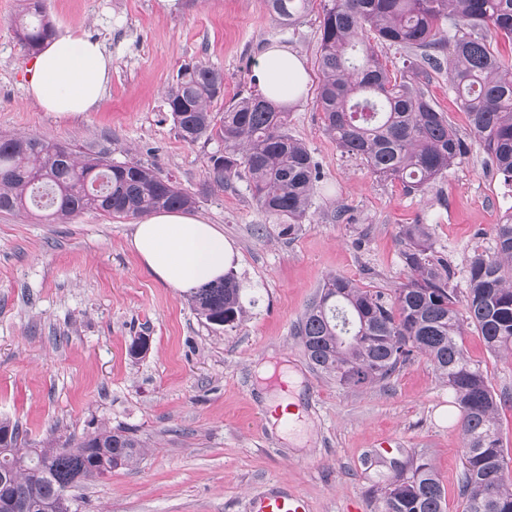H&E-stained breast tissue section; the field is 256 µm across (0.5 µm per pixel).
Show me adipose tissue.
I'll list each match as a JSON object with an SVG mask.
<instances>
[{
  "mask_svg": "<svg viewBox=\"0 0 512 512\" xmlns=\"http://www.w3.org/2000/svg\"><path fill=\"white\" fill-rule=\"evenodd\" d=\"M27 95L42 110L69 119L96 108L112 74L101 42L70 33L47 41L32 59ZM258 82L264 96L290 104L301 98L308 73L287 45L262 52ZM129 244L164 285L192 292L223 278L235 260L232 245L213 224L184 210L157 211L135 224Z\"/></svg>",
  "mask_w": 512,
  "mask_h": 512,
  "instance_id": "ef3b65f1",
  "label": "adipose tissue"
}]
</instances>
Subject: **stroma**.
Returning <instances> with one entry per match:
<instances>
[{
	"mask_svg": "<svg viewBox=\"0 0 512 512\" xmlns=\"http://www.w3.org/2000/svg\"><path fill=\"white\" fill-rule=\"evenodd\" d=\"M323 7L312 0L288 25L266 0H46L56 31L102 41L112 57L99 106L61 121L27 97L32 56L15 35L20 0H0V136L154 166L195 195L194 214L238 254L246 312L218 328L146 269L129 246L133 219L85 212L51 224L35 209L0 212V419L19 423L37 447L119 425L144 444L133 467L73 489L78 512H253L275 486L300 493L308 512H371L368 489L392 475L393 462L419 458L434 468L446 512H462L459 410L427 357L385 383L343 387L310 368L294 326L334 274L393 295L406 279L403 224L429 226L465 291L467 261L493 250L512 187L476 147L418 193L341 153L315 104ZM273 41L305 59L310 82L288 132L321 175L307 219L288 238L256 205L246 177L206 187L218 145L184 143L164 95L180 65L195 61L223 70L225 99L258 92L261 53ZM427 89L468 137L447 71ZM141 335L149 349L131 356ZM464 346L493 391L512 395V356L491 354L472 328ZM263 364L285 369V379L261 376ZM283 391L298 412L291 440L271 421Z\"/></svg>",
	"mask_w": 512,
	"mask_h": 512,
	"instance_id": "stroma-1",
	"label": "stroma"
}]
</instances>
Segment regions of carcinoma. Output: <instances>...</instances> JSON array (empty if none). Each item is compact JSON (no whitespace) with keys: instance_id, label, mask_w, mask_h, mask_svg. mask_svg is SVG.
I'll use <instances>...</instances> for the list:
<instances>
[{"instance_id":"obj_1","label":"carcinoma","mask_w":512,"mask_h":512,"mask_svg":"<svg viewBox=\"0 0 512 512\" xmlns=\"http://www.w3.org/2000/svg\"><path fill=\"white\" fill-rule=\"evenodd\" d=\"M311 0H267L288 24ZM451 20L448 28L442 21ZM16 37L37 53L55 35L40 0H25ZM512 0H328L320 22L316 97L327 132L344 154L359 157L380 180L421 190L459 164L469 151L429 95L428 70L448 46V78L471 133L504 181L512 183ZM416 51L394 76L374 44ZM224 73L202 61L182 64L166 101L181 140L221 145L209 157V184L245 175L253 199L284 219L279 234L293 235L306 219L319 172L309 149L288 134V106L262 94L233 98L224 111ZM48 208L47 218L67 224L94 211L128 218L163 209H190L195 198L138 161L108 156L79 159L58 143L27 136L0 137V211L27 204ZM407 272L391 299L334 275L305 310L296 335L310 366L340 385L387 381L415 355L427 356L448 382L464 435L459 495L464 512H512V458L498 428L509 400L489 387L467 356L463 336L474 327L492 354L512 353V212L493 226V252H475L467 288L458 296L455 269L436 254L426 224L399 228ZM196 314L212 325L234 326L244 312L233 273L190 295ZM0 499L19 512H71L66 488L136 463L143 445L126 428L100 429L78 440L31 448L19 427L0 419ZM376 512H444L445 492L433 467L413 461L372 491Z\"/></svg>"}]
</instances>
